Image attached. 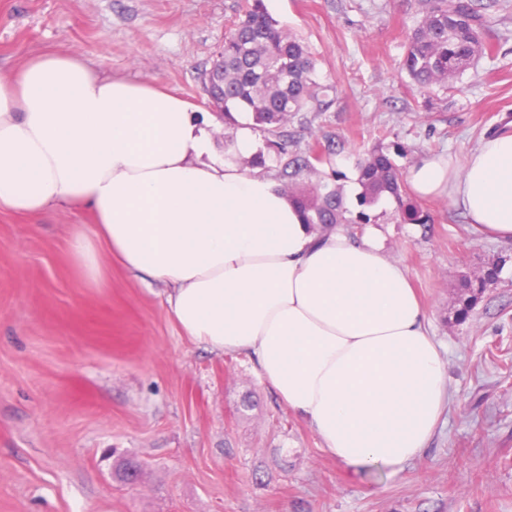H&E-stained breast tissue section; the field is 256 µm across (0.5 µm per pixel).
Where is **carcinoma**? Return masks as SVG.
<instances>
[{"instance_id":"cac0c4a2","label":"carcinoma","mask_w":512,"mask_h":512,"mask_svg":"<svg viewBox=\"0 0 512 512\" xmlns=\"http://www.w3.org/2000/svg\"><path fill=\"white\" fill-rule=\"evenodd\" d=\"M487 20L471 0H429V7L408 38L402 67L422 90L447 86L467 70L476 57L491 54ZM315 60L308 47L290 35L266 10L263 0H253L245 14L233 22L209 71L203 75L204 91L224 122H235L240 108L251 112L254 124L275 131L288 117L311 102H320L321 86L313 79ZM360 205L392 199L400 216L425 224L429 216L406 199L402 173L383 150L375 149L357 162ZM286 191L304 214L305 223L323 229L333 224H365L369 217L352 215L341 193L326 184H288ZM505 259L484 267L481 276L465 278L462 287L469 302L500 282Z\"/></svg>"}]
</instances>
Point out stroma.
Returning <instances> with one entry per match:
<instances>
[{
	"label": "stroma",
	"mask_w": 512,
	"mask_h": 512,
	"mask_svg": "<svg viewBox=\"0 0 512 512\" xmlns=\"http://www.w3.org/2000/svg\"><path fill=\"white\" fill-rule=\"evenodd\" d=\"M247 0H0V76L32 56L85 58L104 74L155 84L208 111L202 75ZM316 60L328 106L277 129L312 158L297 182H327L356 209V163L381 147L410 169L512 132V0H474L498 35L449 87L422 93L401 68L425 0H263ZM425 224L392 201L369 208L402 261L441 345L451 402L421 459L399 475L348 472L256 375L253 359L185 336L162 284L120 261L87 282L68 246L89 210L0 213V512H512V242L460 211L420 200ZM506 258L498 285L465 305L462 279ZM127 459L143 470L124 483Z\"/></svg>",
	"instance_id": "obj_1"
}]
</instances>
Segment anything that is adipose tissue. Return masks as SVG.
I'll use <instances>...</instances> for the list:
<instances>
[{
    "label": "adipose tissue",
    "instance_id": "obj_1",
    "mask_svg": "<svg viewBox=\"0 0 512 512\" xmlns=\"http://www.w3.org/2000/svg\"><path fill=\"white\" fill-rule=\"evenodd\" d=\"M212 128L156 86L99 76L72 54L37 56L0 77V212L88 208L92 234L70 241L87 281L116 253L165 285L186 336L253 357L347 470L398 474L450 399L405 266L374 236L312 230L273 178L215 153ZM408 181L512 240V135L422 159Z\"/></svg>",
    "mask_w": 512,
    "mask_h": 512
}]
</instances>
